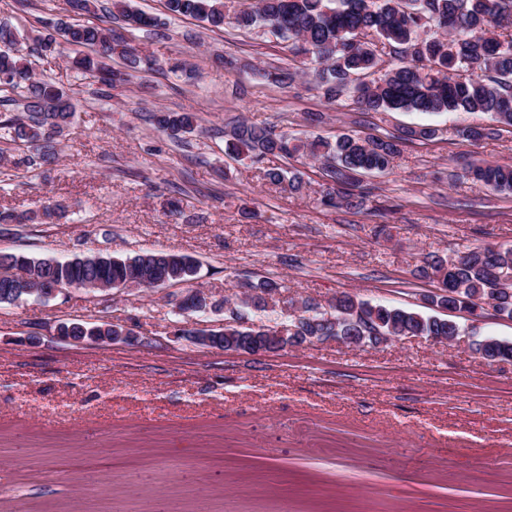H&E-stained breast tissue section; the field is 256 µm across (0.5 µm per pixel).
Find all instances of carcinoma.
Returning a JSON list of instances; mask_svg holds the SVG:
<instances>
[{
    "instance_id": "carcinoma-1",
    "label": "carcinoma",
    "mask_w": 512,
    "mask_h": 512,
    "mask_svg": "<svg viewBox=\"0 0 512 512\" xmlns=\"http://www.w3.org/2000/svg\"><path fill=\"white\" fill-rule=\"evenodd\" d=\"M174 16L198 19L213 29L229 22L239 29L264 27L292 42L297 56L321 65L314 71L317 86L331 102L351 97L367 112L408 111L423 114L481 112L512 127V0H258L253 6L234 11L226 19L224 0H165ZM109 17L128 29L149 30L161 26L158 17L133 10L127 0H112ZM58 31L70 46L90 49L78 53L71 65L114 88L116 69L112 58H121L130 70L142 61L136 48L122 35H107L94 24H66ZM17 41L15 30L0 26V92L17 94L12 99L20 112H1L0 130L22 149L15 165L38 166L56 155V134L71 124L72 106L53 84L36 79L27 58L9 47ZM150 121L176 142L197 127L194 113L154 112ZM438 129L422 127L404 135L385 137L341 134L333 142L321 138L298 140L274 128L240 121L224 132L225 153L232 158L288 161L308 155L321 162L332 183L336 203L358 209L370 189L361 177L390 169L401 145L414 137L429 140ZM474 179L495 191H512V166L497 163L472 167ZM264 177L272 184L288 181L299 192L302 175L281 167H269ZM58 209L48 204L40 209L15 214L0 212V224H46ZM445 288L448 309L473 313L488 305L495 311H512V248L477 247L444 260L432 257L427 263ZM28 276V286L37 288L48 277L62 286L82 282L91 288L115 285L153 287L166 278L179 284L195 278L196 261L185 254L147 251L126 259L108 255L75 257L71 260L37 259L24 253H8L0 261V303L15 301L9 288L12 271ZM280 284L269 278L252 286L256 293L247 306L266 310V290ZM305 314L288 321V345L299 346L312 336L333 330L348 344L355 337L377 346L386 337L431 336L446 338L460 328L452 319L381 303L358 301L342 293L330 308L333 316H351L356 322L337 326L323 322L324 314L303 302ZM269 331L258 326L228 325L210 331L209 340L227 349L250 354L272 343ZM487 361L512 359V341L488 336L472 343Z\"/></svg>"
}]
</instances>
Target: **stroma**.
I'll return each mask as SVG.
<instances>
[{"mask_svg":"<svg viewBox=\"0 0 512 512\" xmlns=\"http://www.w3.org/2000/svg\"><path fill=\"white\" fill-rule=\"evenodd\" d=\"M0 0V23L30 54L41 21L96 23L66 0ZM158 16L133 44L152 71L105 90L71 69L69 45L32 57L75 115L53 160L35 171L0 156V210L63 205L50 224L0 227V252L71 259L174 251L200 264L198 284L234 297L272 277L319 303L348 293L424 310L436 281L426 257L493 244L512 247V192L457 168L466 155L512 164V128L485 113H362L330 104L315 62L268 30L207 29L163 0H127ZM293 70L279 86L267 73ZM193 112L174 142L150 113ZM321 121H314V114ZM306 139L376 136L432 126L392 167L364 176L358 209L324 205L327 180L295 161L305 186L234 160L224 132L240 120ZM469 126L490 129L465 141ZM182 289L66 288L50 299L0 304V512H512V360L485 361L474 340L512 341V321L456 314L462 337H404L379 347L318 341L277 354L222 352L176 338L219 329L223 312L179 315ZM107 322L131 339L77 344L64 322ZM77 448L112 456L111 477L54 468Z\"/></svg>","mask_w":512,"mask_h":512,"instance_id":"1","label":"stroma"}]
</instances>
